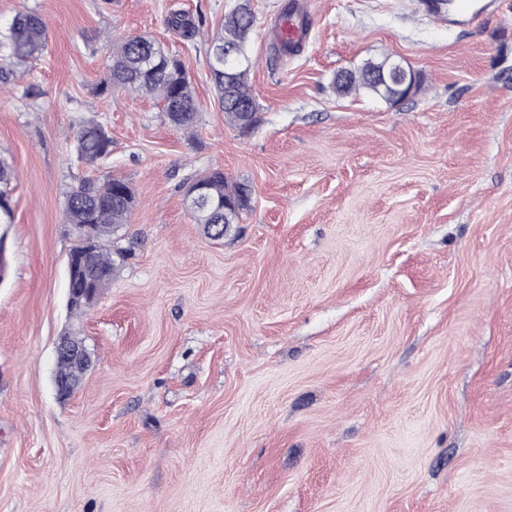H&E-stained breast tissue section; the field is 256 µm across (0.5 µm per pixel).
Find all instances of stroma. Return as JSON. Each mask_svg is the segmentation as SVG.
Instances as JSON below:
<instances>
[{"mask_svg":"<svg viewBox=\"0 0 512 512\" xmlns=\"http://www.w3.org/2000/svg\"><path fill=\"white\" fill-rule=\"evenodd\" d=\"M287 2L250 0L243 133L206 63L236 0H0V33L26 9L48 27L0 83V512H512V6L460 30L417 0H310L281 58ZM107 32L186 62L193 134L150 96L97 95ZM386 56L414 95L336 94ZM88 119L112 139L95 170L72 150ZM215 169L252 190L220 243L184 202ZM92 175L131 186L134 253L76 316L64 195ZM65 334L92 365L62 399ZM290 9L286 6L284 12L288 13V19H283L279 29L281 42L288 41V44L280 46L282 55L288 56L300 51V47L290 48L297 41L302 45L308 29V20L304 11L308 8L307 0H290ZM306 24V25H304ZM14 177L13 169L8 161L0 156V224L13 223V210L10 205L7 186Z\"/></svg>","mask_w":512,"mask_h":512,"instance_id":"35a3bbf8","label":"stroma"}]
</instances>
